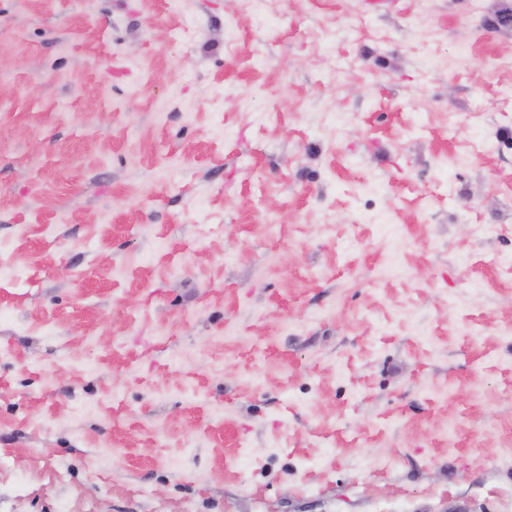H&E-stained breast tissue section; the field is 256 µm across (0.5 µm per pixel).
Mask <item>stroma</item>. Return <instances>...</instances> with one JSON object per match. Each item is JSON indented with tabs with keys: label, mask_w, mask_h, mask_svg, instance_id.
<instances>
[{
	"label": "stroma",
	"mask_w": 512,
	"mask_h": 512,
	"mask_svg": "<svg viewBox=\"0 0 512 512\" xmlns=\"http://www.w3.org/2000/svg\"><path fill=\"white\" fill-rule=\"evenodd\" d=\"M502 6L0 0V512H512Z\"/></svg>",
	"instance_id": "35a3bbf8"
}]
</instances>
